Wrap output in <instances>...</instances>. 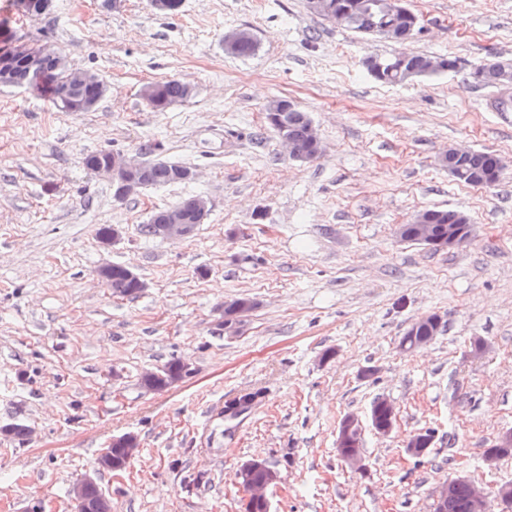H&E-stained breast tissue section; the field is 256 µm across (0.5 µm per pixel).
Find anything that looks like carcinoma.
<instances>
[{"label":"carcinoma","instance_id":"cac0c4a2","mask_svg":"<svg viewBox=\"0 0 512 512\" xmlns=\"http://www.w3.org/2000/svg\"><path fill=\"white\" fill-rule=\"evenodd\" d=\"M370 2L372 0H328L331 14L324 16V20L337 27L377 36L382 35L384 27L393 28V35L396 37H406L421 31V27L414 25L412 16L406 15L399 19L386 17L374 9ZM422 58L423 55L415 53L399 64L393 72L383 77L378 76L376 80L388 85L404 83L410 80L409 71L418 68ZM63 61L64 58L59 55L45 62V76L42 82L31 90V94L65 112H72L74 106L58 100L56 92V81L58 77L64 75ZM183 85L184 82L178 78H168L152 83L155 95L146 100L147 106L155 112H164L172 104L185 100ZM271 111L272 108L268 107L265 113L266 123L270 128L280 136L284 134L303 145L308 144L311 119L307 113L291 103L277 120L271 118ZM490 162L491 152L473 151L461 165L462 172L457 175L458 181L469 185L474 184L469 173L485 169ZM182 168L181 164L161 159L151 162L147 186L156 187L179 182L177 172ZM432 213L435 217L436 236L439 238L448 236V225L456 223V210L434 209ZM130 273L131 269L124 265H112V293L133 298L142 291L139 286L142 279L137 275L132 277ZM186 374L183 364L178 360H172L157 369L155 376L142 378V385L151 391H163L172 381L179 380ZM390 415L391 410L376 401L373 402L369 411L372 428L377 432L381 431L389 422ZM454 506L455 512H470L468 488L462 483L455 485Z\"/></svg>","mask_w":512,"mask_h":512}]
</instances>
